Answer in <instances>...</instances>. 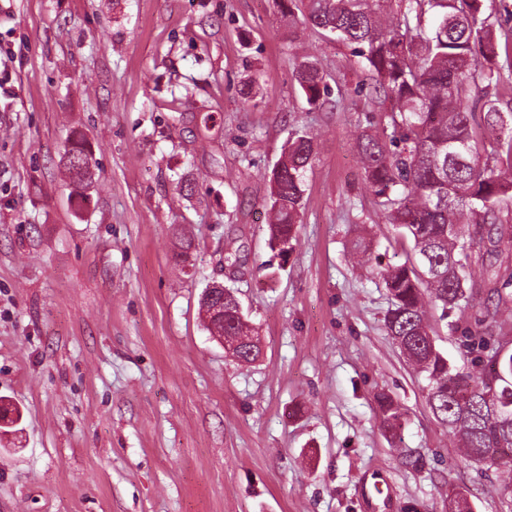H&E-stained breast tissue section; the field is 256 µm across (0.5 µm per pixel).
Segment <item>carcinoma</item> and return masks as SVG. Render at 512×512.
<instances>
[{
    "label": "carcinoma",
    "mask_w": 512,
    "mask_h": 512,
    "mask_svg": "<svg viewBox=\"0 0 512 512\" xmlns=\"http://www.w3.org/2000/svg\"><path fill=\"white\" fill-rule=\"evenodd\" d=\"M487 0H397L395 16L382 15L384 0H278L288 28H317L353 47L375 81L374 92L390 104L382 132L363 131L356 147L365 178L387 222L411 244L402 264L380 271L392 308L389 335L427 381V402L452 433L466 458L490 457L509 464L512 479V353L495 370L489 356L502 345L494 332L512 324V271L499 263V245L512 243V107L489 90L512 72V58L500 60ZM432 12L430 33L422 17ZM297 81L306 102L320 108L328 94L317 64H300ZM93 150L79 132L71 135L60 163L80 189L92 183ZM313 141L297 133L284 144L272 169L266 206L271 214L268 245L282 257L292 248L304 198V176ZM484 229L489 248L472 257L471 228ZM494 299L462 331L473 354L458 368L436 345L425 320V303L466 311L483 289ZM226 336H252L250 326L226 315L207 329ZM495 387L493 398L481 393ZM376 402L384 427L395 432L403 413L390 396Z\"/></svg>",
    "instance_id": "cac0c4a2"
}]
</instances>
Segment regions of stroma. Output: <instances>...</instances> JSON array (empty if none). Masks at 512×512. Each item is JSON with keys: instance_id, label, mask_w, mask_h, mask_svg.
<instances>
[{"instance_id": "stroma-1", "label": "stroma", "mask_w": 512, "mask_h": 512, "mask_svg": "<svg viewBox=\"0 0 512 512\" xmlns=\"http://www.w3.org/2000/svg\"><path fill=\"white\" fill-rule=\"evenodd\" d=\"M307 59L329 86L316 110ZM386 111L351 47L289 31L275 0H0V512H448L458 487L512 512L386 332L377 271L406 255L356 150ZM75 130L93 150L84 200L59 167ZM298 132L314 154L276 259L264 197ZM214 282L236 290L257 363L206 331ZM426 318L463 365L451 324L468 315ZM297 81L306 102L311 107L320 108L325 104L328 89L324 84L323 75L314 61L300 64L297 71ZM376 402L382 417L384 427L396 432L402 426L403 413L400 406L390 396L380 393L376 396Z\"/></svg>"}]
</instances>
